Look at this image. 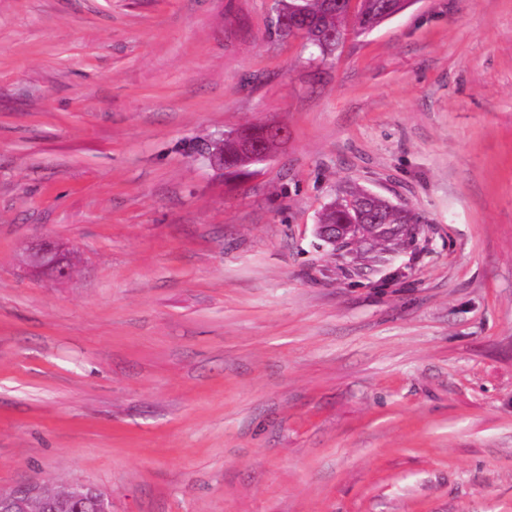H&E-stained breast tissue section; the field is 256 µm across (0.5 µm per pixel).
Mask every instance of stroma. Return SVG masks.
<instances>
[{
  "instance_id": "obj_1",
  "label": "stroma",
  "mask_w": 512,
  "mask_h": 512,
  "mask_svg": "<svg viewBox=\"0 0 512 512\" xmlns=\"http://www.w3.org/2000/svg\"><path fill=\"white\" fill-rule=\"evenodd\" d=\"M273 0H0V490L112 512H512V0L329 57ZM287 136L249 174L209 147ZM407 204L373 260L316 234ZM73 250L36 275L31 245ZM334 201L324 209L319 218L320 224L316 225L317 234L334 250L357 246L365 238L364 227L369 224H394L390 227L406 236L410 234L408 224H414L411 213L402 214L389 205L398 203L388 199H363L355 208ZM95 492L96 495H101V493L97 492L96 490L94 491L88 486L76 485L68 490V496L73 501L79 503L91 501L93 503L95 512H111L108 502L104 499L103 496H94L93 494Z\"/></svg>"
}]
</instances>
